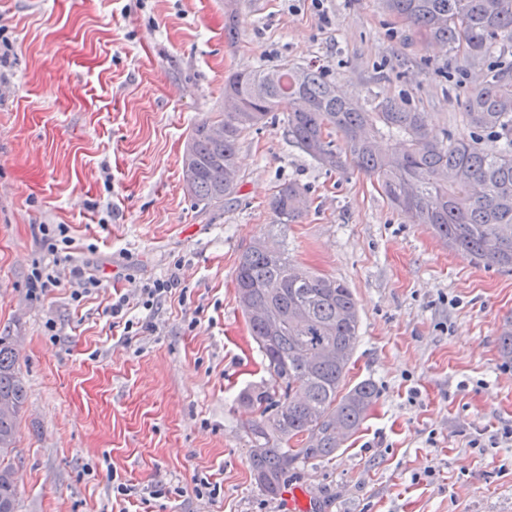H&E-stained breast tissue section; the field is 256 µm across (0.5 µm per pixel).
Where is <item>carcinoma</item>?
<instances>
[{"label":"carcinoma","mask_w":512,"mask_h":512,"mask_svg":"<svg viewBox=\"0 0 512 512\" xmlns=\"http://www.w3.org/2000/svg\"><path fill=\"white\" fill-rule=\"evenodd\" d=\"M427 40L448 47L462 66L512 49V0H381ZM468 135L436 133L427 115L402 100L361 102L343 94L326 69L284 63L232 74L226 107L193 128L182 169L194 205L222 207L236 193L242 133L284 116L288 144L331 171L355 168L377 179L396 210L425 225L448 248L512 270V63L489 68L462 88ZM499 143L482 147L484 138ZM280 224H297L311 206L295 183L269 202ZM235 294L269 382L241 394L257 417L247 425L249 467L264 492H280L300 462L325 460L355 433L376 401L369 381L346 387L359 331L348 285L317 275L279 246L250 244L235 269ZM332 348L334 360L321 356ZM502 362L512 365V317L498 330ZM0 512H18L14 433L27 402L11 339L0 336Z\"/></svg>","instance_id":"1"}]
</instances>
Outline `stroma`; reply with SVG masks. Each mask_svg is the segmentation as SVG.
I'll use <instances>...</instances> for the list:
<instances>
[{
    "mask_svg": "<svg viewBox=\"0 0 512 512\" xmlns=\"http://www.w3.org/2000/svg\"><path fill=\"white\" fill-rule=\"evenodd\" d=\"M323 66L348 95L405 99L437 132L467 134L461 86L485 68L424 43L380 0H0V336L12 337L28 400L16 428L19 512H112V480L170 496L131 512H512V367L498 328L512 271L448 249L392 208L364 174L327 171L289 145L282 113L246 131L237 192L194 207L182 180L193 126L224 109L233 72ZM292 181L313 204L277 223L269 201ZM67 224L77 260L122 293L179 269L181 294L152 331L113 338L107 292L73 302L27 295L47 261L39 225ZM273 236L291 259L344 280L360 314L347 385L377 400L336 454L298 465L270 497L248 467L238 401L264 379L237 305L244 247ZM57 325L48 336L47 320ZM223 490L199 498L194 477Z\"/></svg>",
    "mask_w": 512,
    "mask_h": 512,
    "instance_id": "35a3bbf8",
    "label": "stroma"
}]
</instances>
